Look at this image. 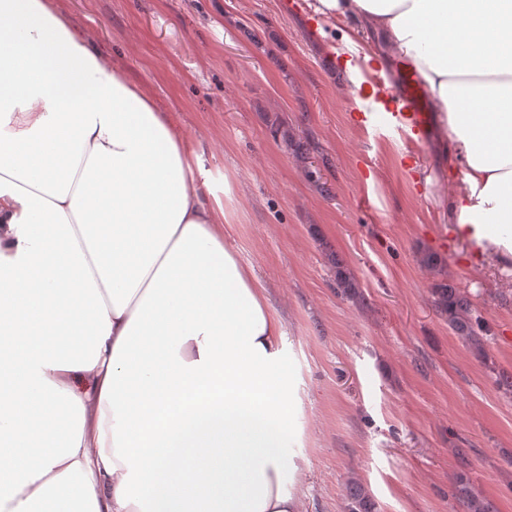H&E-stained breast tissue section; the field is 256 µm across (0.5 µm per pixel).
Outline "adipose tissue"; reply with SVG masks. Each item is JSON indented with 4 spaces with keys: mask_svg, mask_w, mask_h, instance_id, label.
Masks as SVG:
<instances>
[{
    "mask_svg": "<svg viewBox=\"0 0 512 512\" xmlns=\"http://www.w3.org/2000/svg\"><path fill=\"white\" fill-rule=\"evenodd\" d=\"M427 85L465 189L450 212L512 267V0H316ZM74 32L0 0V512H298L284 320L226 235L174 117ZM361 86L381 65L330 46Z\"/></svg>",
    "mask_w": 512,
    "mask_h": 512,
    "instance_id": "obj_1",
    "label": "adipose tissue"
}]
</instances>
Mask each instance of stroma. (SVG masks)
I'll return each instance as SVG.
<instances>
[{
	"label": "stroma",
	"mask_w": 512,
	"mask_h": 512,
	"mask_svg": "<svg viewBox=\"0 0 512 512\" xmlns=\"http://www.w3.org/2000/svg\"><path fill=\"white\" fill-rule=\"evenodd\" d=\"M308 0H64L73 27L177 115L227 230L286 326L300 404L285 454L300 512H465L458 475L512 512V273L474 260L448 218L462 175L439 132L417 147L348 118ZM452 285L488 326L477 355L437 307ZM349 512H378L376 502L368 495L362 485L351 482L348 487Z\"/></svg>",
	"instance_id": "35a3bbf8"
}]
</instances>
